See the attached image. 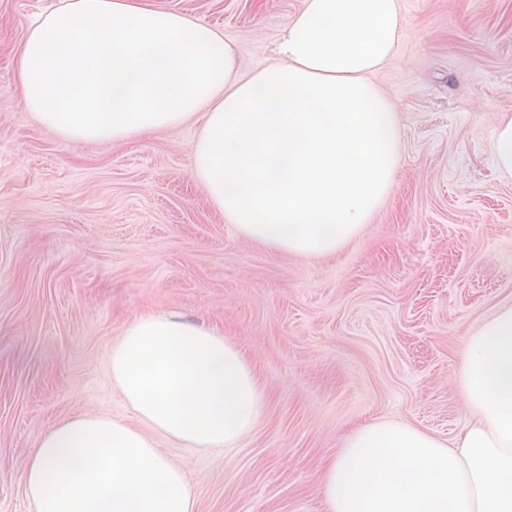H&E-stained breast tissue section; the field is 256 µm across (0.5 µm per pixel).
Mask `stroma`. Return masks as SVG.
Listing matches in <instances>:
<instances>
[{"label": "stroma", "instance_id": "35a3bbf8", "mask_svg": "<svg viewBox=\"0 0 512 512\" xmlns=\"http://www.w3.org/2000/svg\"><path fill=\"white\" fill-rule=\"evenodd\" d=\"M239 47L248 76L302 0H152ZM407 25L371 76L398 106L388 197L336 253L244 238L192 176L203 120L76 143L22 111L15 51L59 0H0V512H32L21 471L83 412L132 419L108 359L125 326L167 312L223 331L267 395L235 447L158 445L189 467L195 512H325L323 464L363 423L451 440L467 330L512 302V180L488 150L512 113V0H398Z\"/></svg>", "mask_w": 512, "mask_h": 512}]
</instances>
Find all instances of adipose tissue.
<instances>
[{"label": "adipose tissue", "instance_id": "adipose-tissue-1", "mask_svg": "<svg viewBox=\"0 0 512 512\" xmlns=\"http://www.w3.org/2000/svg\"><path fill=\"white\" fill-rule=\"evenodd\" d=\"M406 25L398 0H303L275 61L239 76V48L149 0H65L29 28L23 111L73 142L125 141L195 115L191 172L247 239L322 257L356 237L399 162L396 105L369 77ZM134 420L82 413L40 435L20 480L33 512H195L185 463L158 438L231 448L266 397L241 347L154 312L109 355ZM466 424L444 441L400 419L352 429L322 475L326 512H512V302L463 342Z\"/></svg>", "mask_w": 512, "mask_h": 512}]
</instances>
